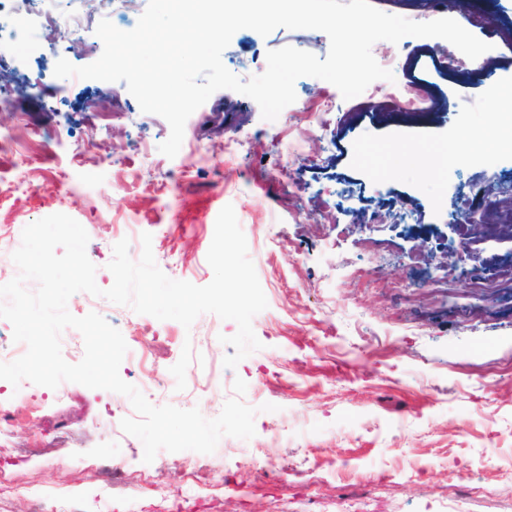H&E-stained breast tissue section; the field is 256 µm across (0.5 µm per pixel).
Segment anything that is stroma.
I'll use <instances>...</instances> for the list:
<instances>
[{
  "label": "stroma",
  "mask_w": 512,
  "mask_h": 512,
  "mask_svg": "<svg viewBox=\"0 0 512 512\" xmlns=\"http://www.w3.org/2000/svg\"><path fill=\"white\" fill-rule=\"evenodd\" d=\"M463 2L465 15L503 29L474 31L496 42L489 73L463 59L440 70L434 39L407 37L393 81L367 89L379 102L395 82L428 81L436 115L367 107L346 132L336 117L353 103L324 80L299 78L296 101L273 121L220 90L189 117L172 158L158 149L167 121L142 112L125 83L61 79L40 48L0 49L20 88L0 112V281L15 276L23 225L63 213L89 236L100 288L113 284L114 245L128 240L139 259L145 233L168 277L207 285L215 222L230 204L268 302L252 321L261 350L228 369L221 339L236 333L232 321L204 314L187 329L74 294L71 314L98 313L146 357L143 367L123 360L120 376L138 387L156 379L150 403L213 419L239 377L256 433L147 463L120 427L135 414L127 397L72 383L63 395L37 385L13 399L0 380L11 426L0 437V512H174L195 481L209 487L197 512H512V288L478 287L512 258V230L466 245L457 222H486L491 200L512 206L496 194L512 153L443 163L461 132L495 123L484 79L512 87V0ZM286 46L323 58L330 42L319 30L242 29L222 61L246 79ZM198 143L201 164L190 160ZM434 276L444 288H430ZM108 456L122 466L109 491L99 476Z\"/></svg>",
  "instance_id": "obj_1"
}]
</instances>
